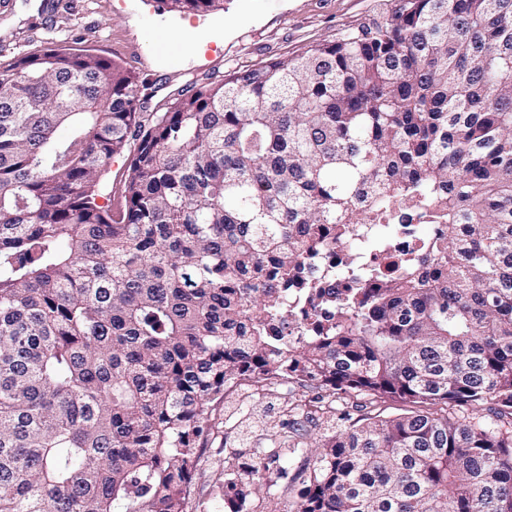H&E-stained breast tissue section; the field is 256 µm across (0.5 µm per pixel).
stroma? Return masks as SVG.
<instances>
[{"mask_svg":"<svg viewBox=\"0 0 512 512\" xmlns=\"http://www.w3.org/2000/svg\"><path fill=\"white\" fill-rule=\"evenodd\" d=\"M380 0H224L207 13L170 11L162 0H7L0 7V64L54 46L89 51L131 70L140 86L139 121L151 126L180 94L272 60L331 42L377 10ZM129 141L97 184L100 205L121 202ZM316 390L244 384L229 391L205 439L186 512H224V474L251 452L248 430L288 400L308 405Z\"/></svg>","mask_w":512,"mask_h":512,"instance_id":"1","label":"stroma"}]
</instances>
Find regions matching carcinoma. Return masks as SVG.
<instances>
[{
	"label": "carcinoma",
	"mask_w": 512,
	"mask_h": 512,
	"mask_svg": "<svg viewBox=\"0 0 512 512\" xmlns=\"http://www.w3.org/2000/svg\"><path fill=\"white\" fill-rule=\"evenodd\" d=\"M138 103L99 55L0 65V512H185L245 382L318 389L307 419L370 410L273 480L256 449L224 512L265 485L292 512H512V0H396L182 96L114 211L95 187ZM422 209L448 225L425 265L272 334L328 239Z\"/></svg>",
	"instance_id": "obj_1"
}]
</instances>
